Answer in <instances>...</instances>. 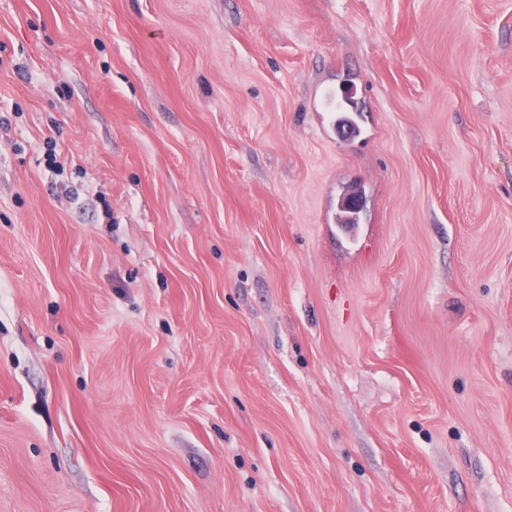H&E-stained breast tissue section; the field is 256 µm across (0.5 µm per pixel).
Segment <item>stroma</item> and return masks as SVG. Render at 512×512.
<instances>
[{
  "mask_svg": "<svg viewBox=\"0 0 512 512\" xmlns=\"http://www.w3.org/2000/svg\"><path fill=\"white\" fill-rule=\"evenodd\" d=\"M0 512H512V0H0ZM337 93L333 88L322 89L317 95L316 112H325L327 130L331 132L337 143L347 144L362 139L363 126L352 112H341L337 109Z\"/></svg>",
  "mask_w": 512,
  "mask_h": 512,
  "instance_id": "1",
  "label": "stroma"
}]
</instances>
